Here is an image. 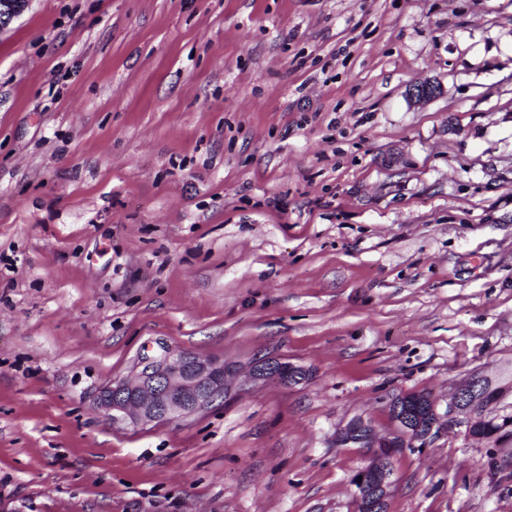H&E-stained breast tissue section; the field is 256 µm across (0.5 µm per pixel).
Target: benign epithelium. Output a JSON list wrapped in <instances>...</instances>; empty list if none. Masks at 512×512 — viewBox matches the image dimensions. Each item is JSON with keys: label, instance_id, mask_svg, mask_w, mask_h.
I'll use <instances>...</instances> for the list:
<instances>
[{"label": "benign epithelium", "instance_id": "obj_1", "mask_svg": "<svg viewBox=\"0 0 512 512\" xmlns=\"http://www.w3.org/2000/svg\"><path fill=\"white\" fill-rule=\"evenodd\" d=\"M438 94L437 85L421 83L410 89V96L424 102ZM307 369L276 359H262L248 370L250 381H275L285 385L308 381ZM235 382L217 358L196 356L181 349L165 346L153 359L142 362L130 377L114 380L96 396L93 406L112 425L146 428L161 422L187 420L227 396ZM485 377L471 374L463 379L440 406L431 395L413 400L418 423L411 422L410 407L403 397L393 396L389 404L394 411V429L375 435L365 422L348 424L336 432V445L354 444L367 449L368 463L357 474V493L368 512H386L394 481L388 475L389 462L397 448L424 447L433 431L445 425L471 429L476 414H494L495 402H486Z\"/></svg>", "mask_w": 512, "mask_h": 512}]
</instances>
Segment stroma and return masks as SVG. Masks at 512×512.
<instances>
[{
	"mask_svg": "<svg viewBox=\"0 0 512 512\" xmlns=\"http://www.w3.org/2000/svg\"><path fill=\"white\" fill-rule=\"evenodd\" d=\"M165 346L312 379L112 426L94 398ZM510 368L512 0H27L0 29L6 512H353L338 428ZM395 479L387 512H512V440L446 427Z\"/></svg>",
	"mask_w": 512,
	"mask_h": 512,
	"instance_id": "stroma-1",
	"label": "stroma"
}]
</instances>
